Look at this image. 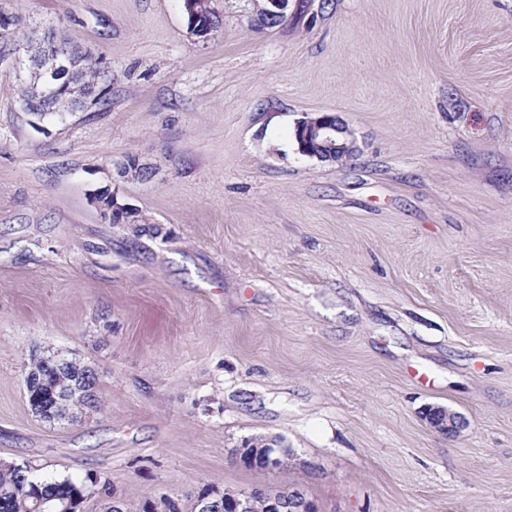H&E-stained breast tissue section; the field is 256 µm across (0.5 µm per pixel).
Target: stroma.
<instances>
[{"mask_svg":"<svg viewBox=\"0 0 512 512\" xmlns=\"http://www.w3.org/2000/svg\"><path fill=\"white\" fill-rule=\"evenodd\" d=\"M298 2L259 31L212 0L200 41L182 0H0L112 71L41 119L0 55V462L84 483L81 512H195L206 485L512 512V0ZM320 113L347 163L299 153ZM106 189L142 223L105 220ZM52 352L97 370L98 410L32 412ZM271 435L280 471L235 456ZM295 138L298 151L320 161L342 163L356 152L347 127L335 114H322L300 121ZM422 415L433 428L448 435L456 434L463 425L461 416L443 407L428 406Z\"/></svg>","mask_w":512,"mask_h":512,"instance_id":"35a3bbf8","label":"stroma"}]
</instances>
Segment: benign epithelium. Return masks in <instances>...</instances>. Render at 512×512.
Masks as SVG:
<instances>
[{"instance_id":"1","label":"benign epithelium","mask_w":512,"mask_h":512,"mask_svg":"<svg viewBox=\"0 0 512 512\" xmlns=\"http://www.w3.org/2000/svg\"><path fill=\"white\" fill-rule=\"evenodd\" d=\"M265 16L275 23L283 26L293 17L289 12L290 0H264ZM184 9L188 18V29L198 39L204 41L209 32L202 28L199 20L198 3L196 0H183ZM30 46H16L12 52L20 51L29 55L35 62L37 71L44 77L40 92L42 99L46 100L57 92L58 80L64 74L71 73L68 59L62 51L54 47L39 45L38 52L31 53ZM295 138L298 151L308 157H314L320 161L341 163L355 155L356 147L347 127L334 114H322L315 118L300 121L296 126ZM98 207L104 218L119 224L133 220L137 217L138 210L126 204H121L117 196L106 191L96 197ZM97 372L90 366H84L82 378L76 385V390L82 392V396L93 398L95 393ZM69 392L62 391L52 394V402L48 405L41 404L36 414L51 422H64L73 417L70 410ZM424 418L436 430L453 435L463 425L461 416L443 407L428 406L422 412ZM239 460L254 465L267 471H275L283 465L282 456L286 455V447L279 436L266 437L261 442H253L247 446L242 445L237 449ZM196 507L198 512H255L253 505V492L250 490H224L213 486L197 497ZM265 512H314L312 502L304 497L303 493L296 490L281 487L270 499L265 507Z\"/></svg>"}]
</instances>
